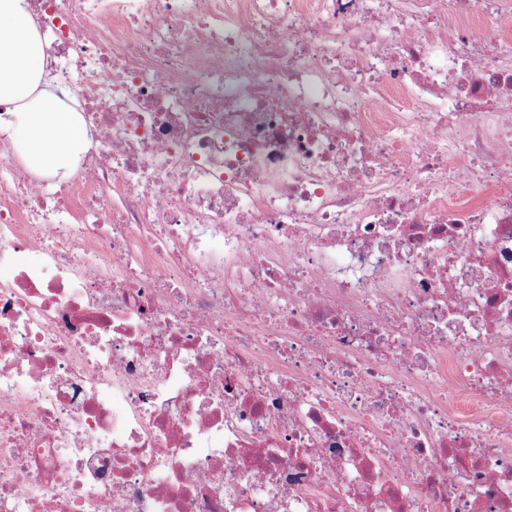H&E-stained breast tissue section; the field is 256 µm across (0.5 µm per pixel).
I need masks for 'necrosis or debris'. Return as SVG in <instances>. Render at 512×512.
Segmentation results:
<instances>
[{
	"mask_svg": "<svg viewBox=\"0 0 512 512\" xmlns=\"http://www.w3.org/2000/svg\"><path fill=\"white\" fill-rule=\"evenodd\" d=\"M29 3L0 512H512V0ZM43 58L28 1L0 0V111L18 113L14 137L29 170L70 173L94 132L56 105Z\"/></svg>",
	"mask_w": 512,
	"mask_h": 512,
	"instance_id": "obj_1",
	"label": "necrosis or debris"
}]
</instances>
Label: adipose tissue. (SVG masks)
<instances>
[{
    "mask_svg": "<svg viewBox=\"0 0 512 512\" xmlns=\"http://www.w3.org/2000/svg\"><path fill=\"white\" fill-rule=\"evenodd\" d=\"M43 58L28 0H0V109L17 115L14 137L27 168L64 174L90 139L85 126L56 105Z\"/></svg>",
    "mask_w": 512,
    "mask_h": 512,
    "instance_id": "ef3b65f1",
    "label": "adipose tissue"
}]
</instances>
